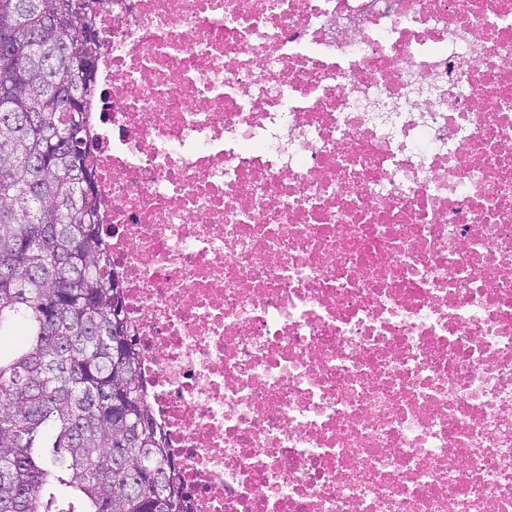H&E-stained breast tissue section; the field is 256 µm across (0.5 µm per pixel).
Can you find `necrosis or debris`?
I'll return each instance as SVG.
<instances>
[{
	"mask_svg": "<svg viewBox=\"0 0 512 512\" xmlns=\"http://www.w3.org/2000/svg\"><path fill=\"white\" fill-rule=\"evenodd\" d=\"M99 219L192 512H512V0H97Z\"/></svg>",
	"mask_w": 512,
	"mask_h": 512,
	"instance_id": "necrosis-or-debris-1",
	"label": "necrosis or debris"
}]
</instances>
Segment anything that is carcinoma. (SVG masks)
I'll list each match as a JSON object with an SVG mask.
<instances>
[{
  "instance_id": "carcinoma-1",
  "label": "carcinoma",
  "mask_w": 512,
  "mask_h": 512,
  "mask_svg": "<svg viewBox=\"0 0 512 512\" xmlns=\"http://www.w3.org/2000/svg\"><path fill=\"white\" fill-rule=\"evenodd\" d=\"M92 2L0 0V512H191L97 212Z\"/></svg>"
}]
</instances>
